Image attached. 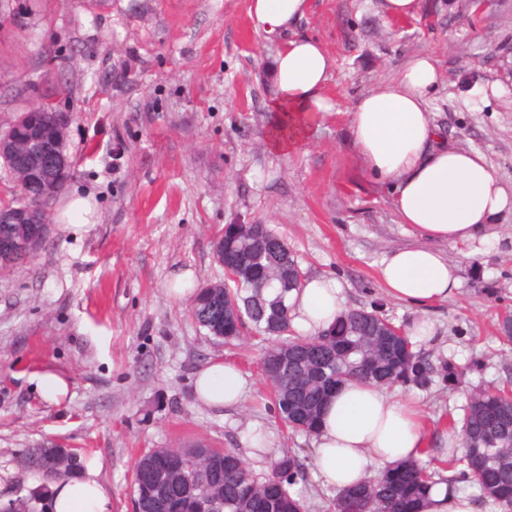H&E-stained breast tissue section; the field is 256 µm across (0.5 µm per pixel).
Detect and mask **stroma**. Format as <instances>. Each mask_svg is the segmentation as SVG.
Here are the masks:
<instances>
[{"label": "stroma", "instance_id": "35a3bbf8", "mask_svg": "<svg viewBox=\"0 0 512 512\" xmlns=\"http://www.w3.org/2000/svg\"><path fill=\"white\" fill-rule=\"evenodd\" d=\"M296 35L320 41L336 66L333 105L310 143L281 156L266 146L278 42L257 32L249 0H0V131L44 100L75 113L66 135L72 174L49 211L36 258L0 270V486L22 476L24 449L51 442L97 460L110 512H131L140 454L202 441L241 449L265 470L298 450L295 486L308 512H332L335 491L315 475V438L291 435L260 365L270 337L227 346L169 293L175 272L196 286L224 279L214 243L228 224H265L288 244L305 278L327 276L346 306L377 312L413 339L433 367L406 383L422 413L430 458L448 457L449 418L475 389H512V344L499 338L512 311V209L470 242L440 244L460 286L428 312L389 298L378 278L394 249L423 244L400 223L387 187L361 168L348 114L376 83L415 55H434L440 81L428 110L442 135L481 152L512 188V0H422L393 20L379 0H311ZM93 216L61 224L72 194ZM215 360L248 381L242 406L215 409L193 394ZM462 373L448 386L439 367ZM53 371L68 395L44 399L34 377Z\"/></svg>", "mask_w": 512, "mask_h": 512}]
</instances>
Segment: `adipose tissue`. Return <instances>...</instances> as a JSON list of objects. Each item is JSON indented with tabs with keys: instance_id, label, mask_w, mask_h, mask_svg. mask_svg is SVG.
Wrapping results in <instances>:
<instances>
[{
	"instance_id": "obj_1",
	"label": "adipose tissue",
	"mask_w": 512,
	"mask_h": 512,
	"mask_svg": "<svg viewBox=\"0 0 512 512\" xmlns=\"http://www.w3.org/2000/svg\"><path fill=\"white\" fill-rule=\"evenodd\" d=\"M310 9L309 0H251L249 15L271 39H281L272 66L270 103L276 120L267 143L285 155L309 141L319 113L330 111L325 93L334 59L317 39H286L289 28ZM440 79L436 57H413L398 79L363 94L348 114L353 143L365 173L392 188L400 223L410 225L424 246L387 254L379 279L389 297L427 308L457 291L456 268L434 242L476 239L487 224L512 206L482 153L448 145L426 108L425 96ZM291 323L314 334L334 324L345 308L335 279L303 280L288 294ZM196 398L213 408L242 403L247 381L234 364L220 360L199 370ZM425 446L423 426L412 403L386 389L349 383L337 389L316 433L313 463L334 490L355 486L375 469L416 458ZM110 493L99 481L95 462L76 478L52 483L50 512H108ZM417 512H481L479 503L447 484L434 486Z\"/></svg>"
}]
</instances>
